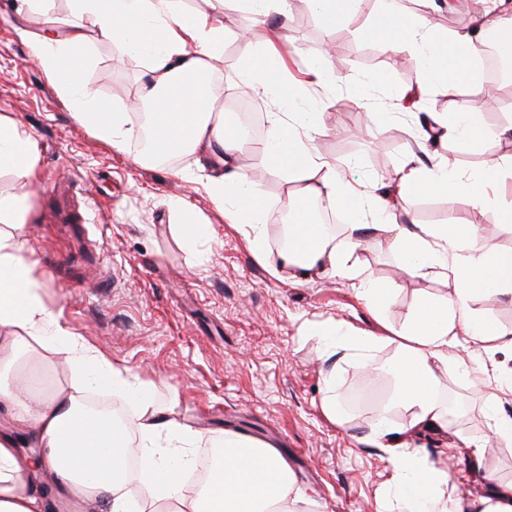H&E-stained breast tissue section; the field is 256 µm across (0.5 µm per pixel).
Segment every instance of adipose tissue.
<instances>
[{"label":"adipose tissue","instance_id":"obj_1","mask_svg":"<svg viewBox=\"0 0 512 512\" xmlns=\"http://www.w3.org/2000/svg\"><path fill=\"white\" fill-rule=\"evenodd\" d=\"M182 2L71 0L77 23L64 29L47 23L34 36L35 61L100 139L124 144L140 137V129L128 113L109 111L88 88L85 70L91 47L100 42L143 55L147 79L140 99L149 106L147 118L157 148L191 157L182 176L204 174V186L215 206L223 209L230 223L246 226L255 257L265 255L264 205L259 187L239 162L245 151L286 168L297 195L331 209L351 199L365 208V218L345 225L338 247L329 244L319 226L290 225L288 235L301 248L289 257V264L351 281L368 304L388 308L384 289L372 282L356 257L365 236L371 235L399 253L408 276L444 281L446 295L420 303L387 325L400 356L385 370L397 381L395 405L410 417L398 427L388 413H381L370 441L388 456L393 472L390 488L400 512H512V483L493 486L480 497L449 496L447 472L433 467L401 439L402 433L425 427L447 431L446 412L437 397L443 379L485 372L484 364L469 365L449 357L450 349L475 339L496 350L512 351V327L487 325L472 306L479 294L512 295V253L482 244L473 224L448 227L398 221L412 187L450 188L477 207H495L497 200L487 188L512 179V154L492 158L471 172L458 169L450 156L481 139L512 137V123L480 125L460 104L448 113H432L438 161L424 165L415 150H408L395 185L376 183L356 191L337 173L334 161L316 147L317 138L327 132L320 99L295 95L299 111L268 113L265 137L251 144L225 124L224 89L206 79L224 50L220 9L188 14ZM471 10L469 29L438 36L427 14L407 17L384 0L364 34L415 61L414 92L421 94L442 83L453 98L460 88L474 84V63L487 39L512 34V0H472ZM285 31L282 24L268 26L265 53L247 60L237 80L254 98L275 106L288 84L278 49ZM448 58L454 64L447 71L441 63ZM37 160L36 142L15 121L0 115V169L11 171L19 181L15 193L0 197V330L5 333L0 339V404L11 406L14 420L38 450L37 457H29L20 451L16 438L0 434V512H47L46 496L39 489L47 473L57 495L94 504L98 512H306L309 498L278 452L237 436L225 437L222 466L211 471L203 492L186 495L183 474L193 467L194 450L209 441V434L161 412L147 383L132 381L103 352L62 326L41 297L25 255L21 220ZM41 337L63 358L70 382L68 391L41 398L31 407L8 376L34 358L33 342ZM87 389L125 394L135 408L133 416L112 423L80 421L81 394ZM133 434L138 437L134 445L129 442ZM132 449L140 461L136 497L127 488L126 455Z\"/></svg>","mask_w":512,"mask_h":512}]
</instances>
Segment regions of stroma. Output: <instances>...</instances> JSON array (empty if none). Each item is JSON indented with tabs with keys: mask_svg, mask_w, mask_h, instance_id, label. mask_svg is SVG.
<instances>
[{
	"mask_svg": "<svg viewBox=\"0 0 512 512\" xmlns=\"http://www.w3.org/2000/svg\"><path fill=\"white\" fill-rule=\"evenodd\" d=\"M378 8V0H360L356 14L330 31L307 0H292L282 43L291 69L307 72L319 61L341 75L336 86L317 91L331 114L317 147L361 189L380 176L397 181L428 113L454 108L433 88L418 108L396 109L416 71L405 55L363 36ZM222 20L227 35L215 72L234 76L248 56L262 53L265 31L254 29L245 44L234 37L249 26L244 10L229 6ZM40 28L28 18L25 0H0V115L17 120L39 149L23 222L27 256L45 301L115 367L149 383L159 409L174 410L219 440L236 435L278 448L311 499L309 512H379L391 465L361 438L390 409L396 381L381 367L396 346L371 352L369 359L380 367L376 373L367 372L351 350L340 348L327 358L332 340L386 330L348 281L302 274L283 258L277 247L282 211L295 222L317 220L306 204L293 203L287 170L252 153L244 158L266 198V254L259 260L244 227L226 222L202 182L181 178L174 164H140L136 143L118 147L96 137L34 62L24 32ZM144 78L140 54L110 43L93 47L87 83L115 111L138 105ZM363 97L370 110L360 108ZM177 200L209 227L196 247L185 245L177 231L183 221L173 206ZM409 206L415 223L470 222L487 246L512 252V232L494 228L493 210L476 209L452 190H412ZM358 257L380 285L392 288V313L448 290L442 281L400 273V258L385 242H366ZM331 374L337 400L356 399L345 428L321 410ZM482 392L480 384L449 378L438 393L450 417L447 433L409 438L410 447L448 472L468 496L512 482V443L492 437ZM390 411L398 425L409 417ZM474 437L486 441L478 463L468 446Z\"/></svg>",
	"mask_w": 512,
	"mask_h": 512,
	"instance_id": "1",
	"label": "stroma"
}]
</instances>
